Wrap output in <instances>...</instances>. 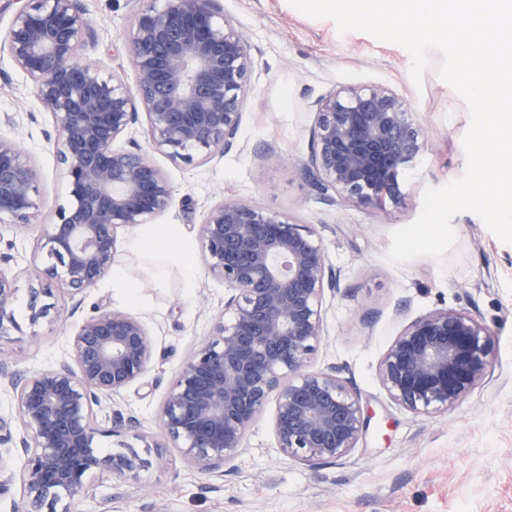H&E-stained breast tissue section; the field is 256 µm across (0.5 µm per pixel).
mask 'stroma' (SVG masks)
<instances>
[{
    "label": "stroma",
    "instance_id": "35a3bbf8",
    "mask_svg": "<svg viewBox=\"0 0 512 512\" xmlns=\"http://www.w3.org/2000/svg\"><path fill=\"white\" fill-rule=\"evenodd\" d=\"M224 15L250 44L252 85L237 144L211 161L184 166L154 154L174 187L171 206L155 217L188 246L197 271L185 287L180 269L157 268L130 249L133 231L118 234L116 263L139 288L132 308L156 345L150 371L117 400L102 401L94 419L99 452L148 450L150 469L125 480H92L79 512H512V244L503 243L475 214L456 215L457 243L441 260L420 257L395 265L387 251L393 230L419 215L423 192L461 178L462 139L470 124L466 102L442 81L439 51L421 84L410 77L401 46L329 20L309 18L288 0H219ZM92 36L82 57L135 85L124 36L134 0H83ZM384 84L403 96L427 138L425 153L404 179V200L377 210L343 200L330 204L313 190L303 165L312 151L315 104L342 85ZM0 113L14 126L24 159L40 175L39 208L31 226L0 223V254L11 256L19 325L0 357L9 371H35L68 357L77 320L72 300L55 292L47 319L30 325L28 291L39 265L37 239L67 201L65 173L48 136L55 119L41 110L32 81L0 53ZM246 197L259 207L312 227L336 273L338 288L323 303V332L310 362L314 372L337 370L357 391L368 426L344 459L310 466L283 455L273 433V411L248 429L242 450L223 475H205L179 448L161 440L157 412L169 381L204 343L224 308V283L205 264L198 226L206 210ZM441 308L458 309L487 325L493 336L491 372L448 412L415 415L395 403L380 383L381 357L412 320ZM133 427L109 432L115 415Z\"/></svg>",
    "mask_w": 512,
    "mask_h": 512
}]
</instances>
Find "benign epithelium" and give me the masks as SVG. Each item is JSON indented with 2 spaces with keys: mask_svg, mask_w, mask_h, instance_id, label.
I'll use <instances>...</instances> for the list:
<instances>
[{
  "mask_svg": "<svg viewBox=\"0 0 512 512\" xmlns=\"http://www.w3.org/2000/svg\"><path fill=\"white\" fill-rule=\"evenodd\" d=\"M0 41L33 82L43 111L58 124L57 161L69 199L38 244L43 256L28 297L29 322L48 314L47 285L79 308L112 270L118 232L168 209L174 190L148 153L116 143L144 114L150 147L192 165L231 149L251 86L246 35L218 0H165L137 8L124 40L135 87L84 60L91 33L82 0H21ZM312 186L381 207L401 200L400 180L426 148L410 104L385 85H347L316 104ZM40 177L16 141L0 137V222L26 227L38 208ZM199 238L209 273L230 292L208 341L188 360L159 410L163 434L207 474L242 449L247 429L275 397L274 433L286 455L311 465L347 457L367 427L356 390L336 371L307 370L323 326L326 292L338 280L314 230L267 212L248 198L208 210ZM14 275L0 267V356L17 328ZM59 365L26 373L0 369L16 400L23 459V512H57L79 503L89 479L124 480L151 467L132 448L100 455L94 407L148 370L155 343L145 324L120 309L85 317ZM492 336L471 315L442 308L411 321L379 364L390 398L415 414L446 412L491 368Z\"/></svg>",
  "mask_w": 512,
  "mask_h": 512,
  "instance_id": "benign-epithelium-1",
  "label": "benign epithelium"
}]
</instances>
